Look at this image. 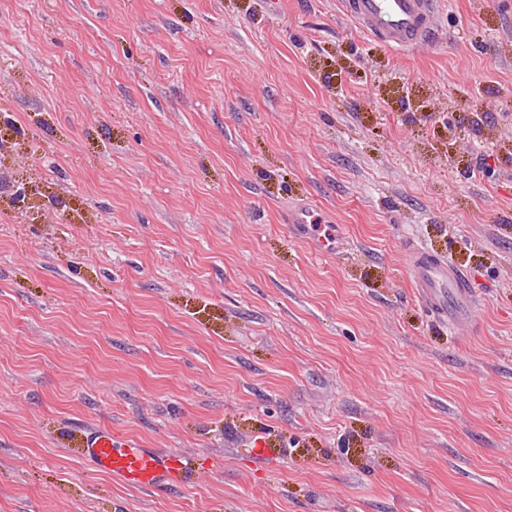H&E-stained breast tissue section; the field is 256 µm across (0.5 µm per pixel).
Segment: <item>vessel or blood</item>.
I'll list each match as a JSON object with an SVG mask.
<instances>
[{"instance_id":"b4317fda","label":"vessel or blood","mask_w":512,"mask_h":512,"mask_svg":"<svg viewBox=\"0 0 512 512\" xmlns=\"http://www.w3.org/2000/svg\"><path fill=\"white\" fill-rule=\"evenodd\" d=\"M342 5L356 28L392 51L419 47L436 31L439 0H342ZM288 222L292 231L321 251L337 253L343 247L337 228L317 231L309 203L290 206ZM409 266L421 300L434 314L460 329L472 326L474 291L447 259L415 251ZM78 454L98 471L134 489L178 487L193 474L178 452L141 448L99 428L83 431Z\"/></svg>"}]
</instances>
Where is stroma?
<instances>
[{"instance_id":"obj_1","label":"stroma","mask_w":512,"mask_h":512,"mask_svg":"<svg viewBox=\"0 0 512 512\" xmlns=\"http://www.w3.org/2000/svg\"><path fill=\"white\" fill-rule=\"evenodd\" d=\"M437 28L394 52L341 0H0V512H512V0ZM306 197L345 252L290 230ZM88 426L195 474L125 487ZM409 266L419 297L434 314L460 329L472 326L474 291L445 257L413 251Z\"/></svg>"}]
</instances>
